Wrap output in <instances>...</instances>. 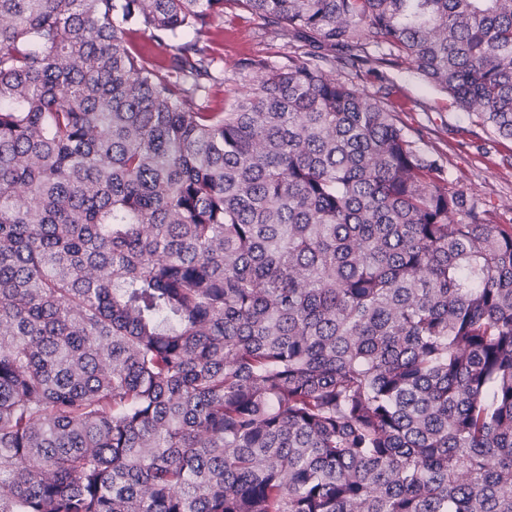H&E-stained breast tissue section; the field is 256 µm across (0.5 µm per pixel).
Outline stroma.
Listing matches in <instances>:
<instances>
[{
  "mask_svg": "<svg viewBox=\"0 0 512 512\" xmlns=\"http://www.w3.org/2000/svg\"><path fill=\"white\" fill-rule=\"evenodd\" d=\"M204 40L214 51L204 102L214 108L228 107L233 98L256 88L257 74L246 75L239 68L243 59L279 67L298 53L296 41L230 6ZM389 103L416 148L440 158L449 191L464 193L488 210L493 223L512 224L511 140L496 137L476 114L450 106L443 94L404 70L394 74Z\"/></svg>",
  "mask_w": 512,
  "mask_h": 512,
  "instance_id": "35a3bbf8",
  "label": "stroma"
}]
</instances>
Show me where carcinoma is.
Masks as SVG:
<instances>
[{"mask_svg":"<svg viewBox=\"0 0 512 512\" xmlns=\"http://www.w3.org/2000/svg\"><path fill=\"white\" fill-rule=\"evenodd\" d=\"M224 2L0 0V512H512V224L387 103L512 140V0H234L213 112ZM214 51L211 79L204 80L206 105L227 108L234 96L243 97L257 87L260 72L244 75L239 68L245 58L262 59L270 67L288 64L298 54L299 43L277 32L264 20L245 11L224 6L211 33L201 37Z\"/></svg>","mask_w":512,"mask_h":512,"instance_id":"cac0c4a2","label":"carcinoma"}]
</instances>
